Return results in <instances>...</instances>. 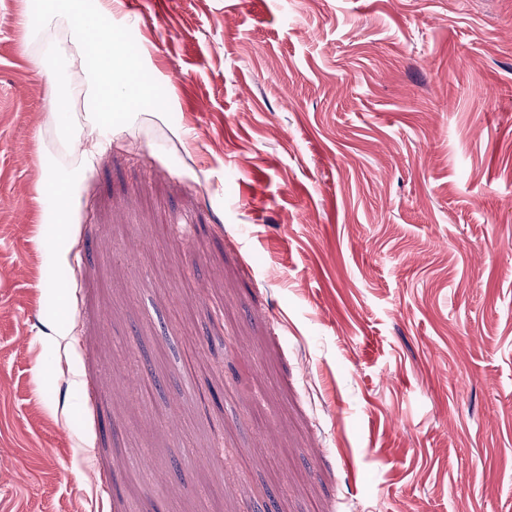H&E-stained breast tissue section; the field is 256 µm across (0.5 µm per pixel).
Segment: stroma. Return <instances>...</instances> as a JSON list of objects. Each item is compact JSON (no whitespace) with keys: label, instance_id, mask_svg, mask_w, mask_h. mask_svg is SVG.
I'll use <instances>...</instances> for the list:
<instances>
[{"label":"stroma","instance_id":"35a3bbf8","mask_svg":"<svg viewBox=\"0 0 512 512\" xmlns=\"http://www.w3.org/2000/svg\"><path fill=\"white\" fill-rule=\"evenodd\" d=\"M41 7L0 0V512H512V0H112L149 99L79 175Z\"/></svg>","mask_w":512,"mask_h":512}]
</instances>
